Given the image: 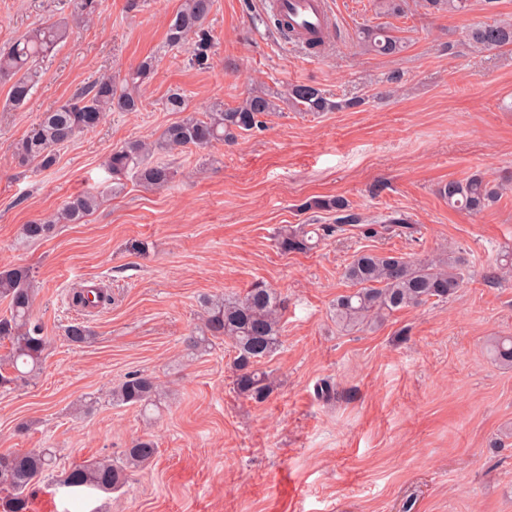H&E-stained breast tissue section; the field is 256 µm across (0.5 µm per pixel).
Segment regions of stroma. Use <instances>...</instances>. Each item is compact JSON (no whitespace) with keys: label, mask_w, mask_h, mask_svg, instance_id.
Listing matches in <instances>:
<instances>
[{"label":"stroma","mask_w":512,"mask_h":512,"mask_svg":"<svg viewBox=\"0 0 512 512\" xmlns=\"http://www.w3.org/2000/svg\"><path fill=\"white\" fill-rule=\"evenodd\" d=\"M181 2L102 0L45 59L26 104L11 106L0 84V267L33 271L50 340L32 381L0 390V454L52 448L60 459L29 512H512V368L484 348L487 337L512 335V276L485 278L512 255V48L480 53L468 39L471 25L512 22V0L491 9L470 0L456 15L406 0L401 18L377 15L373 0H331L332 46L314 64L279 38L270 0H215L213 63L202 70L189 63L192 43H166ZM68 3L0 0V50L69 16ZM381 23L402 41L399 54L360 45L359 31ZM147 58L142 111L108 113L50 168L19 167L13 147L43 112ZM298 83L359 104L283 110L234 143L171 155L168 187L147 190L130 175L108 193L112 150L181 120L164 106L170 92L199 111ZM476 172L506 182L501 199L477 215L449 207L440 187ZM87 191L104 198L84 222L22 240V225ZM333 196L368 217L406 213L416 231L353 229L312 252L282 253L279 228L306 223L303 202ZM363 251L452 252L465 281L446 302L348 332L332 303ZM257 282L287 299L262 403L234 391L229 342L195 355L186 345L203 326L204 298L241 296ZM93 283L110 305L72 306V290ZM75 321L93 332L80 347L65 339ZM136 371L164 389L148 418L109 400ZM327 380L336 385L328 401L317 394ZM84 400L92 411L76 415ZM138 438L154 439L158 454L120 490L74 497L59 486L65 470L121 458Z\"/></svg>","instance_id":"1"}]
</instances>
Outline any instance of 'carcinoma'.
<instances>
[{
    "label": "carcinoma",
    "mask_w": 512,
    "mask_h": 512,
    "mask_svg": "<svg viewBox=\"0 0 512 512\" xmlns=\"http://www.w3.org/2000/svg\"><path fill=\"white\" fill-rule=\"evenodd\" d=\"M404 0H376V13L392 17L405 14ZM74 18L97 15L98 0H72ZM214 0H182L179 9L167 24V44L174 47L192 34L195 37L191 63L199 69L210 67L214 37L206 21ZM420 7L431 13L460 14L469 7V0H420ZM70 34L69 21L58 20L36 27L6 50H0V84L9 85V102L19 107L32 96L40 79L39 64ZM478 52L512 47V22L483 24L469 33ZM361 43L366 50L393 56L401 51L399 38L385 26L366 28ZM153 61L146 59L130 70L119 83L105 77L93 82L72 98L44 113L15 146L14 154L22 166L36 163L47 169L55 164L56 149L71 143L77 134L96 129L108 112H138L142 100L138 89L149 78ZM359 101H335L324 90L312 84H293L283 91L260 90L249 93L235 108L213 102L202 113L188 112V103L180 92L170 93L165 100L169 112H188L181 120L166 127L151 142L132 140L114 150L107 160L113 183L121 185L122 176L130 170L137 173L141 184L150 188L169 185L176 171L166 162L147 164L154 155L167 156L177 150L194 147L207 149L216 144L235 141L238 137L259 131L265 118L289 108L296 112L317 114L353 107ZM448 206L477 214L502 195L501 185L480 174L463 181L451 180L439 188ZM100 205V193L75 196L62 208L58 219L78 224ZM302 210L325 213L327 224L285 226L278 234L281 252L304 253L318 241L353 227L366 237H375L397 226L411 230L408 216L392 212L381 219H367L355 212L342 197L314 198ZM54 221L37 220L22 225L26 241H39L49 236ZM464 262L452 255L409 260L392 253L365 252L345 267L344 277L352 290L336 298L333 316L343 329L351 331L378 324L403 309L430 301L445 302L464 283ZM0 301L7 303V313L0 316V340L10 343L6 365L0 370V387L10 388L25 383L40 370L48 339L41 320L34 314L35 294L31 269L21 266L0 268ZM205 333L228 340L234 349L232 368L234 390L256 402H263L271 391L263 360L272 356L279 345L284 300L272 288L257 284L242 297L207 299ZM72 346L86 344L91 336L82 321L65 330ZM488 355L497 364L512 368V336H491L485 344ZM160 386L146 373L134 372L112 389V404L133 406L145 414L156 407ZM158 448L150 439H137L125 449L122 459L114 462L103 458L72 469L63 479V486L72 493L86 490L112 491L120 488L127 472L152 462ZM55 454L49 448L25 455H0V512H28L29 498L52 473Z\"/></svg>",
    "instance_id": "1"
}]
</instances>
